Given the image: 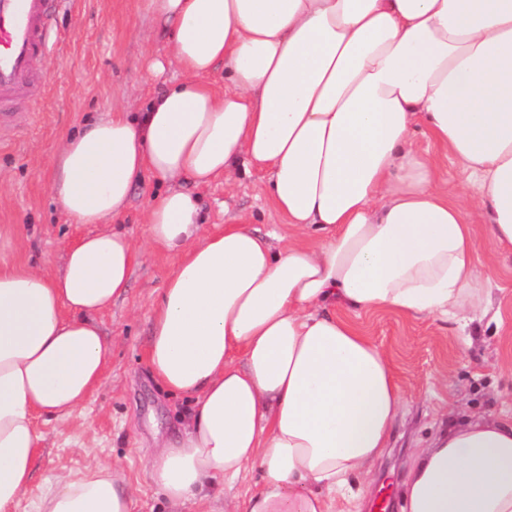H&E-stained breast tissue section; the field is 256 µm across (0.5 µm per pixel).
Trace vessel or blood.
<instances>
[{
    "mask_svg": "<svg viewBox=\"0 0 512 512\" xmlns=\"http://www.w3.org/2000/svg\"><path fill=\"white\" fill-rule=\"evenodd\" d=\"M54 0H0V125L17 117L16 99L33 81L36 59L49 50Z\"/></svg>",
    "mask_w": 512,
    "mask_h": 512,
    "instance_id": "obj_1",
    "label": "vessel or blood"
}]
</instances>
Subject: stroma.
I'll list each match as a JSON object with an SVG mask.
<instances>
[{
	"instance_id": "35a3bbf8",
	"label": "stroma",
	"mask_w": 512,
	"mask_h": 512,
	"mask_svg": "<svg viewBox=\"0 0 512 512\" xmlns=\"http://www.w3.org/2000/svg\"><path fill=\"white\" fill-rule=\"evenodd\" d=\"M54 24L53 48L37 62L30 89L15 104L25 123L0 130V264L36 265L50 274L62 266L64 244L87 231L67 220L50 189L60 139L112 108L144 111L154 89L181 77L173 68L156 78L145 70L148 59L166 53L148 0H64ZM410 142L416 152L434 158L449 199L459 198L465 176L458 162L434 142L424 125L414 127ZM264 182L263 173L253 171L237 174L229 185L219 178L205 186L188 181L184 188L195 196L207 228L248 224L266 232L281 218ZM159 190L157 181L144 178L118 219L136 245L144 243L146 210ZM175 262L173 255L143 250L125 297L100 316L111 344L104 382L85 406L86 421L39 424L43 441L29 491L15 512H31L49 479L83 468L91 454L118 464L125 477L139 485L133 512H166L161 491L144 479L141 443L175 435L192 406L190 398L160 390L147 368L150 302ZM491 286L503 316L496 331L479 320L462 331L453 324L385 310L359 317L366 334L387 350L406 399L404 414L366 490V505L383 497L389 503L387 512H399L401 474L434 435L440 409L454 416L512 412L511 257L501 258Z\"/></svg>"
}]
</instances>
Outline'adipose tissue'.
<instances>
[{
  "label": "adipose tissue",
  "instance_id": "obj_1",
  "mask_svg": "<svg viewBox=\"0 0 512 512\" xmlns=\"http://www.w3.org/2000/svg\"><path fill=\"white\" fill-rule=\"evenodd\" d=\"M180 82L62 138L52 190L70 223L61 270L0 267V512L32 480L37 421L83 418L110 349L98 317L141 254L112 227L133 187L166 188L146 248L177 263L150 303L147 363L194 398L146 470L170 512H335L361 504L403 411L387 351L354 316L501 324L489 271L512 255V0H149ZM224 68V89L206 80ZM460 164L493 250L414 124ZM268 174L287 235L205 230L182 181ZM261 487L239 500L252 472ZM137 486L98 458L48 484L34 512H132ZM401 512H512V414L450 421L407 469ZM467 218L474 229L476 244L479 253L483 254L492 247V241L485 226V219L482 211L476 206L475 202L469 201L467 205Z\"/></svg>",
  "mask_w": 512,
  "mask_h": 512
}]
</instances>
